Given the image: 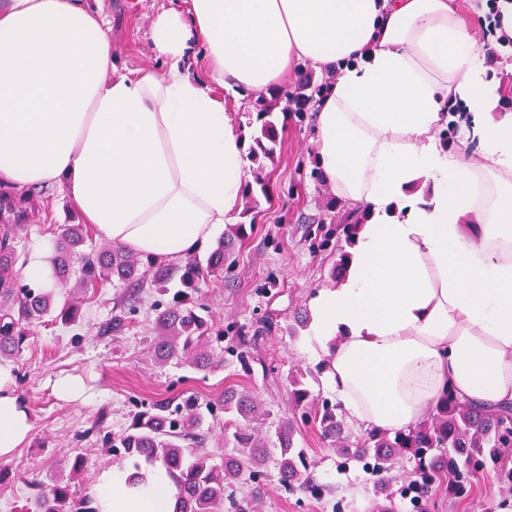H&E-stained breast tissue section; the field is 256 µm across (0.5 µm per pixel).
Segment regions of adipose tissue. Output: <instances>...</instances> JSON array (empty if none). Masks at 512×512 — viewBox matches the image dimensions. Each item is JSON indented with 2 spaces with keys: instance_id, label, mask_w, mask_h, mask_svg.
<instances>
[{
  "instance_id": "1",
  "label": "adipose tissue",
  "mask_w": 512,
  "mask_h": 512,
  "mask_svg": "<svg viewBox=\"0 0 512 512\" xmlns=\"http://www.w3.org/2000/svg\"><path fill=\"white\" fill-rule=\"evenodd\" d=\"M151 37L165 70L121 73L101 0H0V185L61 184L113 244L187 256L246 183V137L214 87L271 89L301 61L333 71L318 167L365 222L339 287L311 300L325 384L378 430L413 428L447 394L512 404V111L452 0H191L155 13ZM30 430L0 367V456ZM132 474L99 475V512H174L165 468Z\"/></svg>"
}]
</instances>
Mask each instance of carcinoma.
I'll list each match as a JSON object with an SVG mask.
<instances>
[{"instance_id": "1", "label": "carcinoma", "mask_w": 512, "mask_h": 512, "mask_svg": "<svg viewBox=\"0 0 512 512\" xmlns=\"http://www.w3.org/2000/svg\"><path fill=\"white\" fill-rule=\"evenodd\" d=\"M255 96L253 110L244 112L247 126L260 123L253 134L249 158L272 161L278 146L277 113L306 112L310 96H304L302 103L289 99L286 93L269 98L257 92ZM363 221L364 217L355 212L350 221L336 225L345 244H352ZM16 228L15 224L0 225V361L22 353L32 328L56 303L51 289L24 283L18 276ZM245 233V225L233 224L206 264L190 259L179 265L145 261L111 243L89 247L88 225L62 224L54 245L53 274L60 285L77 277L74 290L88 300L110 283L130 287L124 303L101 327L102 334L114 336L129 329L140 289L152 288L164 294L171 282L179 280L186 291L170 304L156 308L152 355L162 364L175 360L206 372L223 362L224 332H214L204 315L205 305L195 296L232 264L230 244ZM276 326L270 319L237 328L233 350L244 371H252L251 350ZM286 389L293 410V417L287 420L273 418L250 390H224L218 404L233 418L225 422L218 447L225 449L230 444L232 449L224 453L220 464L215 463L214 452L207 450L206 436L199 432L204 411L211 410L212 403L196 395H176L143 406L123 434L109 441V447L123 449L124 457L132 460L137 470L142 462L160 463L176 489V512H253L254 503L269 492L264 476L269 461L275 462L277 489L282 493H308L320 498L322 485L310 470L306 450L295 443L301 424L316 426L339 455L364 461L377 491L373 512H395L389 475L404 460L413 462L414 473L424 478L407 486L417 502L424 500L429 486L437 480L448 481L449 487L460 493L465 480L479 477L487 465L507 472L508 463H512V405L488 409L449 396L431 418L407 432L369 429L352 441L343 435L337 406L312 392L305 373L289 375ZM244 483L248 493L235 496ZM33 491L36 512H97L94 499H74L70 485L62 479L46 488L36 485Z\"/></svg>"}]
</instances>
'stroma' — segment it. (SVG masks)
I'll return each mask as SVG.
<instances>
[{
    "instance_id": "stroma-1",
    "label": "stroma",
    "mask_w": 512,
    "mask_h": 512,
    "mask_svg": "<svg viewBox=\"0 0 512 512\" xmlns=\"http://www.w3.org/2000/svg\"><path fill=\"white\" fill-rule=\"evenodd\" d=\"M168 0H104L112 20V50L121 70L159 67L150 36L153 15ZM319 102H311L304 115L280 116V146L265 174L271 203L261 204L257 219L236 213L235 223H254L244 242L234 244L235 262L210 288L204 303L211 318L224 326L225 336L237 327L265 318L278 320L280 328L260 342V353L275 366L274 378L261 367L244 372L235 356L225 355L223 367L210 372L170 362L156 363L149 354L155 337L154 306L161 300L144 290L132 328L120 336H103L100 325L110 318L124 287L110 284L99 299L84 302L81 322L65 326L51 321L33 330L28 347L8 367L14 389L25 402L32 429L10 455L1 457L14 481L0 484V512H34L29 482L53 483L70 478L75 456H83L84 472L70 478L78 496L92 494L96 477L111 467L123 466L104 435H119L129 425L135 405L191 390L204 399L217 400L230 386L259 394L274 417L285 418L290 408L285 392L289 373L307 371L314 392L329 396L317 360L305 352L308 321L296 312L310 308L318 291L332 287L330 269L335 256L323 248L328 231L350 210L327 185L316 162V121ZM35 223L18 234V250L28 256L39 241H54L57 227L75 224L79 216L66 193L55 185L37 192ZM64 375L80 376L86 401H64L53 384ZM298 447L308 452L313 470L324 478L322 499L297 494L287 496L270 489L255 512H372L375 484L362 462L336 456L319 432L302 426L295 435ZM512 499V480L488 469L473 481L463 497L453 496L447 483L434 485L424 502L425 512H497L499 501Z\"/></svg>"
}]
</instances>
